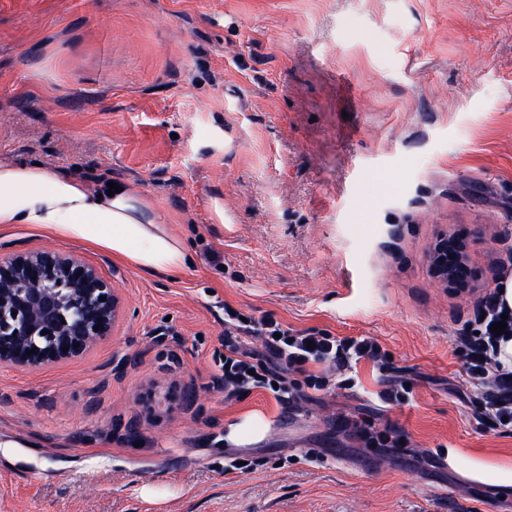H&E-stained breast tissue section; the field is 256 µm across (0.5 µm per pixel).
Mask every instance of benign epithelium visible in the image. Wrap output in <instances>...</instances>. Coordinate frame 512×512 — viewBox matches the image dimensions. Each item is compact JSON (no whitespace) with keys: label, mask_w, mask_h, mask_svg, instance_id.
I'll return each mask as SVG.
<instances>
[{"label":"benign epithelium","mask_w":512,"mask_h":512,"mask_svg":"<svg viewBox=\"0 0 512 512\" xmlns=\"http://www.w3.org/2000/svg\"><path fill=\"white\" fill-rule=\"evenodd\" d=\"M120 308L112 279L75 254L1 255L0 366L34 370L79 358L112 336Z\"/></svg>","instance_id":"1"}]
</instances>
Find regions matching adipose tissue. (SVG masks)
Instances as JSON below:
<instances>
[{
	"mask_svg": "<svg viewBox=\"0 0 512 512\" xmlns=\"http://www.w3.org/2000/svg\"><path fill=\"white\" fill-rule=\"evenodd\" d=\"M64 169L0 163V227L28 224L49 235L83 239L149 271L186 265V252L146 214L131 189L107 195Z\"/></svg>",
	"mask_w": 512,
	"mask_h": 512,
	"instance_id": "1",
	"label": "adipose tissue"
}]
</instances>
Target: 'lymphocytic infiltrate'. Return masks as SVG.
Instances as JSON below:
<instances>
[{"label": "lymphocytic infiltrate", "instance_id": "lymphocytic-infiltrate-1", "mask_svg": "<svg viewBox=\"0 0 512 512\" xmlns=\"http://www.w3.org/2000/svg\"><path fill=\"white\" fill-rule=\"evenodd\" d=\"M477 333L460 337L463 372L470 383L483 387L477 412L489 421L492 429L512 431V369L499 359L502 343L512 340V309L499 290L480 299L475 311ZM506 322L502 334L494 325ZM261 342L262 351L250 348V341ZM372 360L380 372L392 371V363L378 344L361 337H338L307 328L296 330L283 325L273 316H243L232 306L224 308V363L221 378L224 398L240 399L253 390L271 392L284 410H292L300 394L291 389L287 375L303 376L307 389H329L328 370H347L360 361Z\"/></svg>", "mask_w": 512, "mask_h": 512}]
</instances>
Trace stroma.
Returning a JSON list of instances; mask_svg holds the SVG:
<instances>
[{
  "label": "stroma",
  "mask_w": 512,
  "mask_h": 512,
  "mask_svg": "<svg viewBox=\"0 0 512 512\" xmlns=\"http://www.w3.org/2000/svg\"><path fill=\"white\" fill-rule=\"evenodd\" d=\"M2 161L129 185L191 263L0 228V254L79 255L123 301L84 357L0 368V512H512V433L458 347L512 272V0H0ZM442 235L471 293L432 274ZM228 305L375 340L409 404L368 362L288 414L225 401ZM364 418L405 451L337 429ZM405 383H410V388L406 389ZM412 394L411 382L407 379H402L397 383L391 384L377 393L378 399L389 406L407 404L410 401Z\"/></svg>",
  "instance_id": "obj_1"
}]
</instances>
